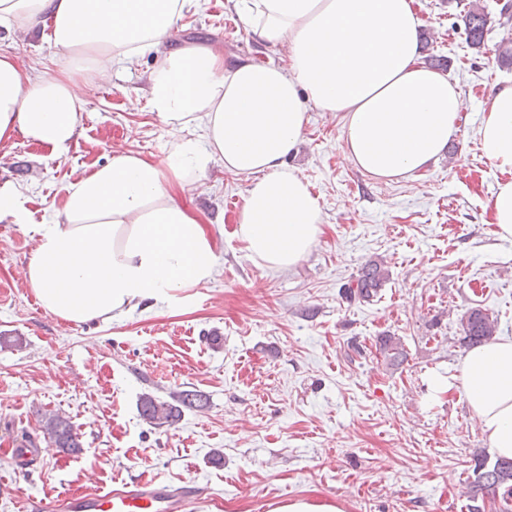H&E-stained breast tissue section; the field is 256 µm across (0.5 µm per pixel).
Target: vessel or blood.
I'll use <instances>...</instances> for the list:
<instances>
[{
	"label": "vessel or blood",
	"instance_id": "obj_1",
	"mask_svg": "<svg viewBox=\"0 0 512 512\" xmlns=\"http://www.w3.org/2000/svg\"><path fill=\"white\" fill-rule=\"evenodd\" d=\"M195 494L187 487L135 480L111 490L73 492L60 499L30 497L23 512H187Z\"/></svg>",
	"mask_w": 512,
	"mask_h": 512
}]
</instances>
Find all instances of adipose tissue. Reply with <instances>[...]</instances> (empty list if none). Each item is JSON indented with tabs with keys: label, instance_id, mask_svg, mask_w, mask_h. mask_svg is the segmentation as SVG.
<instances>
[{
	"label": "adipose tissue",
	"instance_id": "1",
	"mask_svg": "<svg viewBox=\"0 0 512 512\" xmlns=\"http://www.w3.org/2000/svg\"><path fill=\"white\" fill-rule=\"evenodd\" d=\"M192 0H0V28L47 27L61 58L34 73L0 54V143L21 136L68 153L82 131L81 80L161 53L147 77L150 112L173 135L165 163L117 154L61 191L39 225L23 276L40 306L70 324L110 320L208 281L213 238L177 198L212 165L250 178L237 236L251 258L288 270L321 232L322 210L286 158L306 108L339 112L345 153L376 178H408L447 148L465 107L447 76L419 60L414 0H235L259 40L286 41L281 65L226 64L207 46L174 49ZM201 127L202 140L183 132ZM485 158L512 174V85L489 98ZM461 391L493 452L512 458V337L469 349L433 393Z\"/></svg>",
	"mask_w": 512,
	"mask_h": 512
}]
</instances>
